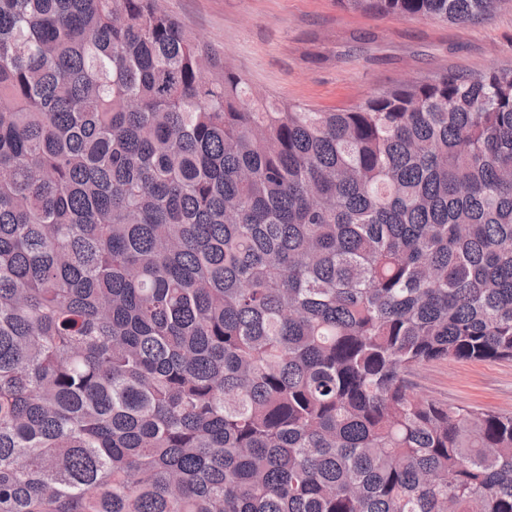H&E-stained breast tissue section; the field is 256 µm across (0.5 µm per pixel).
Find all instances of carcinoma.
<instances>
[{"mask_svg":"<svg viewBox=\"0 0 512 512\" xmlns=\"http://www.w3.org/2000/svg\"><path fill=\"white\" fill-rule=\"evenodd\" d=\"M448 359L512 361V67L322 111L158 0H0V512H512Z\"/></svg>","mask_w":512,"mask_h":512,"instance_id":"1","label":"carcinoma"}]
</instances>
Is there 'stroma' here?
Listing matches in <instances>:
<instances>
[{"label": "stroma", "mask_w": 512, "mask_h": 512, "mask_svg": "<svg viewBox=\"0 0 512 512\" xmlns=\"http://www.w3.org/2000/svg\"><path fill=\"white\" fill-rule=\"evenodd\" d=\"M202 41L226 54L256 91L320 109L439 72L512 64V0L465 25L365 14L338 0H160ZM439 401L512 413V361H435L410 376Z\"/></svg>", "instance_id": "1"}]
</instances>
